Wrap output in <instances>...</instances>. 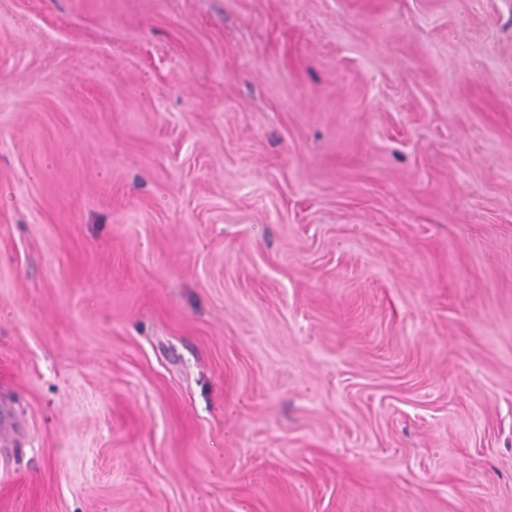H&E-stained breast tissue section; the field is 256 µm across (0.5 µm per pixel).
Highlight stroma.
Instances as JSON below:
<instances>
[{
    "mask_svg": "<svg viewBox=\"0 0 512 512\" xmlns=\"http://www.w3.org/2000/svg\"><path fill=\"white\" fill-rule=\"evenodd\" d=\"M0 512H512V0H0Z\"/></svg>",
    "mask_w": 512,
    "mask_h": 512,
    "instance_id": "35a3bbf8",
    "label": "stroma"
}]
</instances>
